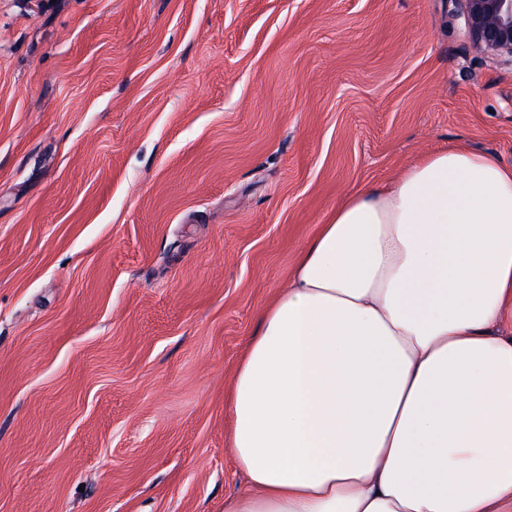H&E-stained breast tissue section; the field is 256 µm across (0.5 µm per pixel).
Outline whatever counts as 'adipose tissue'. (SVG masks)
<instances>
[{
	"instance_id": "1",
	"label": "adipose tissue",
	"mask_w": 512,
	"mask_h": 512,
	"mask_svg": "<svg viewBox=\"0 0 512 512\" xmlns=\"http://www.w3.org/2000/svg\"><path fill=\"white\" fill-rule=\"evenodd\" d=\"M225 411L224 512H512V167L443 148L349 194Z\"/></svg>"
}]
</instances>
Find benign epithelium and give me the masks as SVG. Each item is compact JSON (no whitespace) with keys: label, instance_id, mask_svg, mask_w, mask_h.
<instances>
[{"label":"benign epithelium","instance_id":"obj_1","mask_svg":"<svg viewBox=\"0 0 512 512\" xmlns=\"http://www.w3.org/2000/svg\"><path fill=\"white\" fill-rule=\"evenodd\" d=\"M463 17L469 44L512 62V0H452Z\"/></svg>","mask_w":512,"mask_h":512}]
</instances>
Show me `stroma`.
I'll return each instance as SVG.
<instances>
[{"mask_svg":"<svg viewBox=\"0 0 512 512\" xmlns=\"http://www.w3.org/2000/svg\"><path fill=\"white\" fill-rule=\"evenodd\" d=\"M453 145L512 166L451 0H0V512H224L259 309Z\"/></svg>","mask_w":512,"mask_h":512,"instance_id":"1","label":"stroma"}]
</instances>
